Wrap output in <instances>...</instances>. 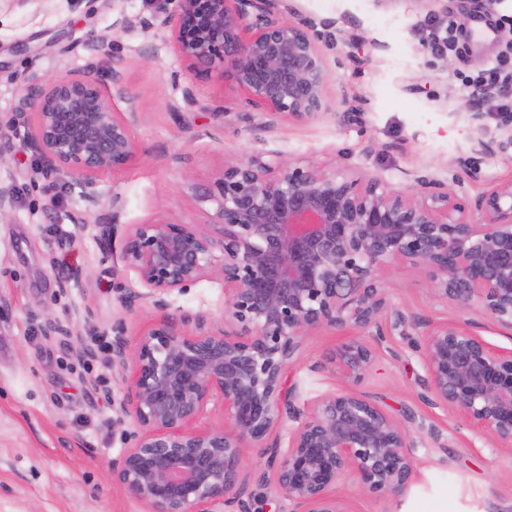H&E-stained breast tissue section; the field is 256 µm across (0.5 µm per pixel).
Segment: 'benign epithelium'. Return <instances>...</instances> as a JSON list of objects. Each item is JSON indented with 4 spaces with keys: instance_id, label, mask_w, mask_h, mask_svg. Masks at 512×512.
I'll return each mask as SVG.
<instances>
[{
    "instance_id": "obj_1",
    "label": "benign epithelium",
    "mask_w": 512,
    "mask_h": 512,
    "mask_svg": "<svg viewBox=\"0 0 512 512\" xmlns=\"http://www.w3.org/2000/svg\"><path fill=\"white\" fill-rule=\"evenodd\" d=\"M171 29L172 45L198 75L241 89V107L264 121L318 118L326 109L324 35L289 0H154L140 19ZM50 182L74 178L86 211H101L99 175L138 154L132 123L112 108L93 64L57 78H23L14 125ZM205 224L153 220L124 233L119 259L140 284L121 296L133 311L169 308L168 298L203 277L224 279V328L203 314L166 317L135 346L112 339V368L129 383L120 403L138 430L110 464L112 481L147 512H252L242 499L245 455L266 457L277 512H348L336 484L354 475L369 492L397 495L414 478L415 431L368 395L340 389L300 405L285 385L306 333L353 334L328 358L359 385L396 336L424 337L423 402L451 411L494 449L512 450V349L487 342L476 324H431L388 303L381 273L396 261L427 270L432 293L512 330V180L470 200L435 177L411 195L378 178L299 165L278 152L236 159L194 187ZM15 191L0 185V220ZM122 205L98 224L117 233ZM194 324L189 334L183 326ZM224 402L222 429L197 421Z\"/></svg>"
}]
</instances>
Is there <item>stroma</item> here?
<instances>
[{"label": "stroma", "mask_w": 512, "mask_h": 512, "mask_svg": "<svg viewBox=\"0 0 512 512\" xmlns=\"http://www.w3.org/2000/svg\"><path fill=\"white\" fill-rule=\"evenodd\" d=\"M300 17L332 21L335 46L324 51L329 114L310 122L281 117L255 135L239 113L243 93L212 77L197 78L175 53L171 31H143L151 0H31L26 7L0 0V124L12 126L21 92L19 75L61 76L95 64L107 81L114 111L134 113L137 160L99 177L104 199L120 196L123 226L159 219L200 224L206 206L193 188L211 183L225 162L268 151L288 160L360 177L379 176L388 188L409 192L431 175L457 195L476 197L512 179V149L492 117L471 120L470 91L462 75L490 68L512 45L498 19L512 0L485 13L478 0H438L437 11L469 17L493 32L489 41L457 32L462 55L451 68L424 51L422 0H294ZM110 46L99 47L100 37ZM30 50L14 52L15 43ZM119 83H111L113 70ZM192 100H185V89ZM12 149L0 159V183L13 186L17 204L0 221V512H146L113 484L109 465L136 431L122 416L128 384L112 368L114 332L129 344L160 320L143 306L126 311L120 240L105 244L95 215L85 214L76 183L49 186L26 146L27 130L12 126ZM492 142L475 149L476 138ZM84 214L85 221L72 218ZM68 288H59V280ZM394 306L433 323H479L489 343L512 347V334L489 316L439 302L424 271L406 262L384 275ZM170 312L205 314L224 323V281L213 274L173 293ZM323 326L304 336L286 375L302 402L341 389L324 368L345 338ZM424 339L398 336L358 385L397 420L407 414L436 425L444 448L424 442L415 454L414 483L402 495L377 497L355 477L336 486L347 512H512V453H491L459 417L424 404L420 380Z\"/></svg>", "instance_id": "stroma-1"}]
</instances>
